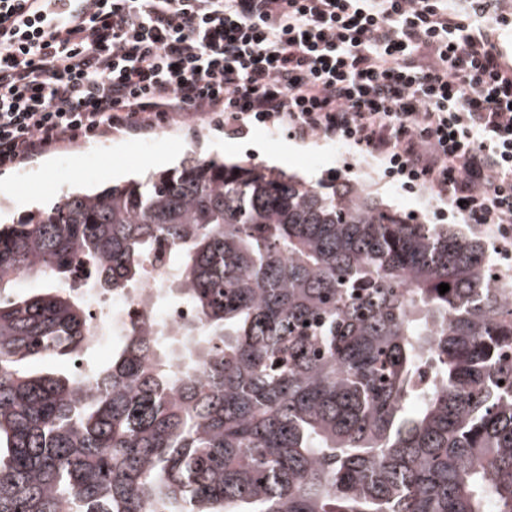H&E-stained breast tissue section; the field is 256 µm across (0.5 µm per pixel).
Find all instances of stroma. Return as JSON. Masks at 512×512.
Here are the masks:
<instances>
[{
	"instance_id": "1",
	"label": "stroma",
	"mask_w": 512,
	"mask_h": 512,
	"mask_svg": "<svg viewBox=\"0 0 512 512\" xmlns=\"http://www.w3.org/2000/svg\"><path fill=\"white\" fill-rule=\"evenodd\" d=\"M225 162H252L319 183L329 178L362 184L372 197L425 224H459L460 219L428 187L403 189L385 176L376 157L323 138L300 141L257 125L243 132L205 122L192 128L157 125L145 135L108 132L91 142H64L58 149L17 167L0 169V212L18 219L16 203L53 201L69 188H103L147 169L176 165L189 150Z\"/></svg>"
}]
</instances>
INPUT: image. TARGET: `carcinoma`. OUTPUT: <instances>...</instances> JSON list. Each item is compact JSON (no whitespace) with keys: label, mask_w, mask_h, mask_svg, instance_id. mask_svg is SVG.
I'll use <instances>...</instances> for the list:
<instances>
[{"label":"carcinoma","mask_w":512,"mask_h":512,"mask_svg":"<svg viewBox=\"0 0 512 512\" xmlns=\"http://www.w3.org/2000/svg\"><path fill=\"white\" fill-rule=\"evenodd\" d=\"M163 245L197 322L31 370L95 346L82 289L135 287ZM505 349L483 244L359 183L191 152L66 190L0 224V512H512Z\"/></svg>","instance_id":"1"}]
</instances>
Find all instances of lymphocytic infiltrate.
<instances>
[{
	"label": "lymphocytic infiltrate",
	"mask_w": 512,
	"mask_h": 512,
	"mask_svg": "<svg viewBox=\"0 0 512 512\" xmlns=\"http://www.w3.org/2000/svg\"><path fill=\"white\" fill-rule=\"evenodd\" d=\"M0 0V169L204 118L323 136L423 184L512 256L501 0Z\"/></svg>",
	"instance_id": "lymphocytic-infiltrate-1"
}]
</instances>
